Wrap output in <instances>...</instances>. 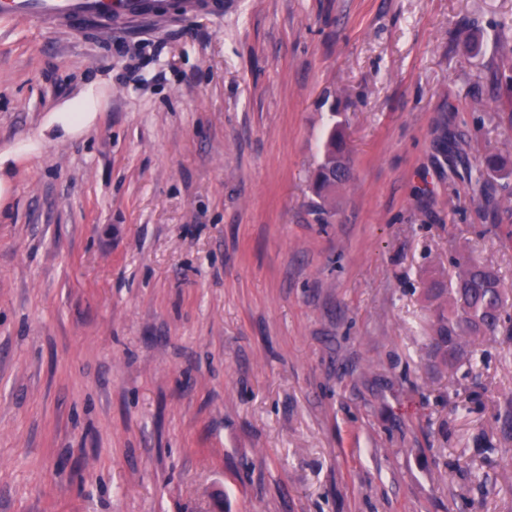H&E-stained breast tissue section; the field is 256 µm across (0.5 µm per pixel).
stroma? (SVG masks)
<instances>
[{
  "instance_id": "35a3bbf8",
  "label": "stroma",
  "mask_w": 512,
  "mask_h": 512,
  "mask_svg": "<svg viewBox=\"0 0 512 512\" xmlns=\"http://www.w3.org/2000/svg\"><path fill=\"white\" fill-rule=\"evenodd\" d=\"M512 0L0 21V512H512V321L434 364L432 278L512 313ZM96 116L46 140L87 87ZM351 179L312 192L328 130Z\"/></svg>"
}]
</instances>
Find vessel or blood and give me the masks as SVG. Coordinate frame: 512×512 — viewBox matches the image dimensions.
Here are the masks:
<instances>
[{"label":"vessel or blood","instance_id":"obj_1","mask_svg":"<svg viewBox=\"0 0 512 512\" xmlns=\"http://www.w3.org/2000/svg\"><path fill=\"white\" fill-rule=\"evenodd\" d=\"M227 0H180L182 16L223 14ZM166 0H0V19H34L50 28L95 26L100 33L162 19Z\"/></svg>","mask_w":512,"mask_h":512}]
</instances>
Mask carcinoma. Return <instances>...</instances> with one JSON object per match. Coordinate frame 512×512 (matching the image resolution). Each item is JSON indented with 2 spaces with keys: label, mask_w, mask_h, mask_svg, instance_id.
Wrapping results in <instances>:
<instances>
[{
  "label": "carcinoma",
  "mask_w": 512,
  "mask_h": 512,
  "mask_svg": "<svg viewBox=\"0 0 512 512\" xmlns=\"http://www.w3.org/2000/svg\"><path fill=\"white\" fill-rule=\"evenodd\" d=\"M345 151L343 131L332 128L325 143L323 162L315 178L318 196L327 197L336 187L351 179ZM503 170L504 162L495 155H489L485 157V167L478 170L474 183H481L487 172ZM457 268L455 282L448 284L442 279H434L428 288L429 296L439 301L436 327L431 338L432 350L448 366L454 365L462 357L465 337L498 330L505 308L500 282L483 263L467 259L457 263Z\"/></svg>",
  "instance_id": "carcinoma-1"
}]
</instances>
